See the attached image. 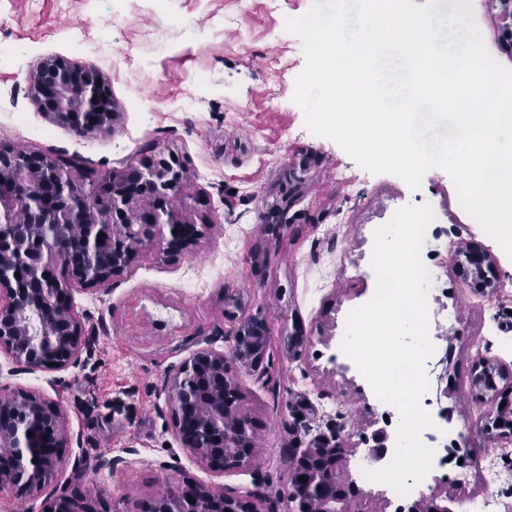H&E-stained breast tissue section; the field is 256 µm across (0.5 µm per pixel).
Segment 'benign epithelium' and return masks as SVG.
I'll return each mask as SVG.
<instances>
[{
	"mask_svg": "<svg viewBox=\"0 0 512 512\" xmlns=\"http://www.w3.org/2000/svg\"><path fill=\"white\" fill-rule=\"evenodd\" d=\"M30 82L53 122L79 135L113 129L117 112L96 69L45 58ZM190 208L175 159L147 157L89 175L61 157L0 146V353L28 373L77 365L85 341L73 286L94 290L130 268L143 251L175 256L194 249L205 225L186 217ZM454 259L472 287L486 295L496 288L485 251L472 245L457 250ZM267 341L266 322L248 318L235 329L229 352L199 348L168 378L174 434L192 458L225 470L253 458V423L240 408L230 364L256 369ZM508 378L512 371L492 358L476 363L470 376L479 397L496 401L484 425L493 440H512V385L499 386ZM65 427L59 403L27 391L1 398L0 491L19 498L41 494L56 475ZM369 441L371 462L386 464L387 432L376 430L363 438ZM347 453V445L336 440L292 449L284 498L178 484L153 512H371L359 490L340 481ZM97 503L87 496L62 497L53 512H120Z\"/></svg>",
	"mask_w": 512,
	"mask_h": 512,
	"instance_id": "7a95c632",
	"label": "benign epithelium"
}]
</instances>
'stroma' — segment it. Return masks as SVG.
Here are the masks:
<instances>
[{
  "instance_id": "35a3bbf8",
  "label": "stroma",
  "mask_w": 512,
  "mask_h": 512,
  "mask_svg": "<svg viewBox=\"0 0 512 512\" xmlns=\"http://www.w3.org/2000/svg\"><path fill=\"white\" fill-rule=\"evenodd\" d=\"M312 0H0V44L17 45L0 62V143L120 169L144 156L173 155L185 166L184 194L201 198L210 227L193 251L167 259L142 252L121 275L75 292L89 348L77 366L52 375L15 369L0 354V393L27 390L60 402L67 440L56 477L33 512L61 494L99 495L120 512H151L174 484L285 493L288 446L337 438L351 452L341 473L374 512H396L384 484L357 464L361 435L397 429L367 380L335 357L349 314L370 301L372 226L402 207L429 206L436 241L429 259L439 298L429 336L448 359L447 382L432 381L448 412L441 440L456 459L424 479L421 496L449 512H512V442L490 441L491 409L469 373L479 357L512 368V258L461 206L450 176L429 170L418 190L392 174L361 168L337 143L312 134L292 96L305 66L288 19ZM490 55L512 69V19L473 0ZM84 26L81 45L66 32ZM47 57L97 69L118 118L113 130L79 135L51 121L34 101L29 75ZM280 61L279 72L269 68ZM475 242L491 256L493 294L474 293L453 254ZM270 330L265 360L237 369L242 408L254 424L256 456L227 471L195 462L173 432L166 381L195 349L224 350L240 321ZM127 462L118 470L108 463ZM90 460L76 468L78 458Z\"/></svg>"
}]
</instances>
